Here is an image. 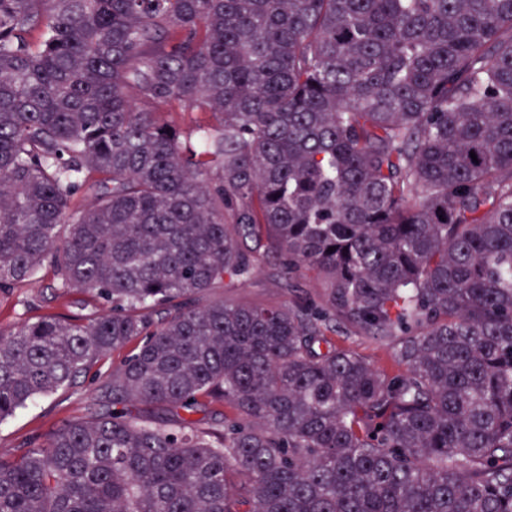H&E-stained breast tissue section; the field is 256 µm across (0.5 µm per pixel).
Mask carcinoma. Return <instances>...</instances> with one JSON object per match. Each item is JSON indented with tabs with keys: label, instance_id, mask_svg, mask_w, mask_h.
Returning a JSON list of instances; mask_svg holds the SVG:
<instances>
[{
	"label": "carcinoma",
	"instance_id": "cac0c4a2",
	"mask_svg": "<svg viewBox=\"0 0 512 512\" xmlns=\"http://www.w3.org/2000/svg\"><path fill=\"white\" fill-rule=\"evenodd\" d=\"M260 259L288 303H199ZM45 265L103 311L0 330V421L135 347L0 512H512V0H0V290ZM336 340L368 359L376 367L394 369L390 359L392 345L354 334L335 336Z\"/></svg>",
	"mask_w": 512,
	"mask_h": 512
}]
</instances>
